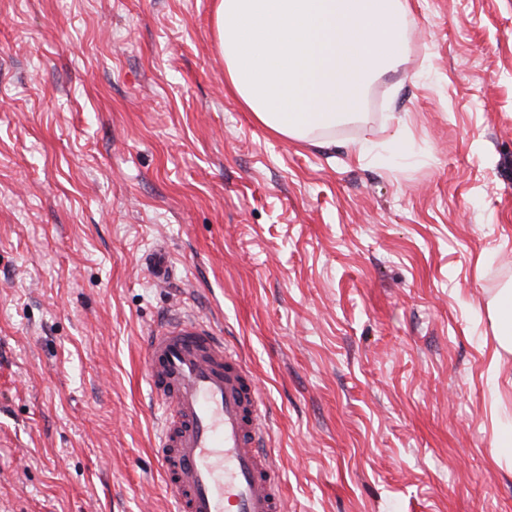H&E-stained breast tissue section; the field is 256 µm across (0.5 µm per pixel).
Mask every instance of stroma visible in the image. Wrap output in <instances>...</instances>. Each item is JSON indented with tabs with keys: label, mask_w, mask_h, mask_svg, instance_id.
I'll return each mask as SVG.
<instances>
[{
	"label": "stroma",
	"mask_w": 512,
	"mask_h": 512,
	"mask_svg": "<svg viewBox=\"0 0 512 512\" xmlns=\"http://www.w3.org/2000/svg\"><path fill=\"white\" fill-rule=\"evenodd\" d=\"M510 286L512 0H413L307 141L226 89L212 0H0V512H172L143 364L176 307L256 377L288 512H512ZM495 335L500 346L505 350H512V290L501 292L493 303L491 310Z\"/></svg>",
	"instance_id": "1"
}]
</instances>
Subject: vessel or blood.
<instances>
[{
    "label": "vessel or blood",
    "instance_id": "b4317fda",
    "mask_svg": "<svg viewBox=\"0 0 512 512\" xmlns=\"http://www.w3.org/2000/svg\"><path fill=\"white\" fill-rule=\"evenodd\" d=\"M144 362L174 512H286L257 383L210 321L168 314L147 336Z\"/></svg>",
    "mask_w": 512,
    "mask_h": 512
}]
</instances>
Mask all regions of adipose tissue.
<instances>
[{
	"instance_id": "obj_1",
	"label": "adipose tissue",
	"mask_w": 512,
	"mask_h": 512,
	"mask_svg": "<svg viewBox=\"0 0 512 512\" xmlns=\"http://www.w3.org/2000/svg\"><path fill=\"white\" fill-rule=\"evenodd\" d=\"M224 83L273 133L301 140L356 114L393 69L410 0H213Z\"/></svg>"
}]
</instances>
